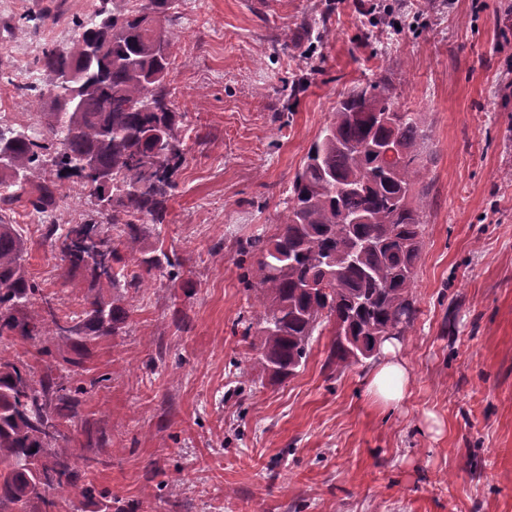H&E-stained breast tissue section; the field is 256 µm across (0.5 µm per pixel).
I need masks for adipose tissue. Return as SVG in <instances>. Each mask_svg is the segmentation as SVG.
I'll list each match as a JSON object with an SVG mask.
<instances>
[{
  "label": "adipose tissue",
  "mask_w": 512,
  "mask_h": 512,
  "mask_svg": "<svg viewBox=\"0 0 512 512\" xmlns=\"http://www.w3.org/2000/svg\"><path fill=\"white\" fill-rule=\"evenodd\" d=\"M379 351L381 356L367 379L365 396L379 407H401L409 395L411 381L409 364L402 353V343L395 336L386 338Z\"/></svg>",
  "instance_id": "1"
}]
</instances>
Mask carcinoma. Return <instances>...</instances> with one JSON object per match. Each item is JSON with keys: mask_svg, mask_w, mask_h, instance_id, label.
<instances>
[{"mask_svg": "<svg viewBox=\"0 0 512 512\" xmlns=\"http://www.w3.org/2000/svg\"><path fill=\"white\" fill-rule=\"evenodd\" d=\"M110 3L101 0L92 16L76 18L70 45H49L37 60L50 82L33 87L35 97L53 104L42 137L0 128V344L16 336L37 340L44 343L39 354L50 358L39 371L0 350V508L9 512H30L36 500L51 512L55 502L45 492L79 479L68 463L74 449L65 430L81 420L87 394L107 377L82 379V362L59 360L52 347L85 351L123 328L122 297L107 299L95 287L179 278L164 253L142 256L141 272L129 276L120 266L121 251H138L146 225L165 222L185 161L177 134L183 113L168 89L175 34L161 24L174 0H144L134 10ZM422 122L423 113L397 106L383 79L350 92L310 145L278 233L240 246L242 256L259 255L241 276L254 292L255 317L243 335L259 338L257 363L272 377L293 375L326 324L334 327L328 364L344 368L413 323ZM389 146L396 149L392 160L384 157ZM70 175L78 176L95 217L52 224L47 236L65 274L82 270L90 280L84 307L73 315L27 277L25 240L5 220L24 195L31 211L52 212L56 178ZM104 217L123 225L122 241L104 234ZM34 303L35 316L19 317Z\"/></svg>", "mask_w": 512, "mask_h": 512, "instance_id": "cac0c4a2", "label": "carcinoma"}]
</instances>
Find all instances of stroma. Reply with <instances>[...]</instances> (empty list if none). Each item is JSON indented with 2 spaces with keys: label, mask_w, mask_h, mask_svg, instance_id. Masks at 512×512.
<instances>
[{
  "label": "stroma",
  "mask_w": 512,
  "mask_h": 512,
  "mask_svg": "<svg viewBox=\"0 0 512 512\" xmlns=\"http://www.w3.org/2000/svg\"><path fill=\"white\" fill-rule=\"evenodd\" d=\"M324 0H176L169 90L188 153L165 223L142 247L179 264L122 289L129 314L97 340L84 378L102 377L74 433L82 479L110 490L114 512H512V0H395L398 32L368 18L379 0H335L322 41L285 48L288 29ZM99 0H0L12 80L47 83L45 43L69 45L72 20ZM387 78L403 109L424 115L426 206L401 341L412 373L400 408L365 398L373 359L328 365L330 330L296 374L253 367L242 332L251 298L239 245L272 237L311 143L352 89ZM305 88L290 98L293 80ZM50 104L0 89V125L40 137ZM52 218L16 204L29 277L67 311L80 294L46 236L93 207L58 181Z\"/></svg>",
  "instance_id": "1"
}]
</instances>
